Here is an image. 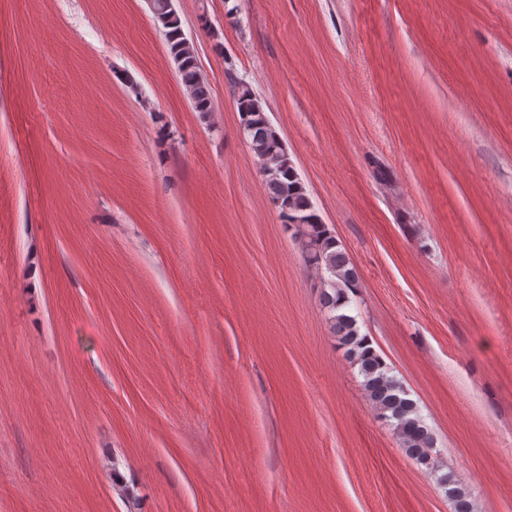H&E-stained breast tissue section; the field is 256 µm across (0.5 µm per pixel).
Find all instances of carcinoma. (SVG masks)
<instances>
[{
	"label": "carcinoma",
	"instance_id": "obj_1",
	"mask_svg": "<svg viewBox=\"0 0 512 512\" xmlns=\"http://www.w3.org/2000/svg\"><path fill=\"white\" fill-rule=\"evenodd\" d=\"M165 29L170 54L179 59L178 72L191 100L201 114L213 111L210 86L197 63L196 50L185 36L180 19L172 12L154 14ZM240 125L258 158L266 192L278 209L285 229L305 254L307 267L320 274V303L326 310L329 327L338 346L349 361L358 367L363 390L379 415L393 427L405 454L430 472L439 471L431 454L435 438L414 400L382 357L366 347L369 336L361 333L351 303L357 296L359 275L339 249L338 241L314 208L306 189L288 158L281 138L269 121L260 99L253 89L228 76ZM447 488L455 512H473L472 489L451 473L437 477Z\"/></svg>",
	"mask_w": 512,
	"mask_h": 512
}]
</instances>
